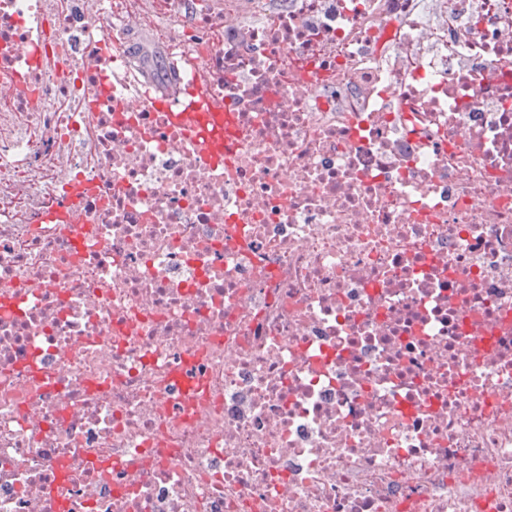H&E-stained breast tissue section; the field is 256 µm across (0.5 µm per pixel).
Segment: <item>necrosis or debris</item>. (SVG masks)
Segmentation results:
<instances>
[{
    "instance_id": "1",
    "label": "necrosis or debris",
    "mask_w": 512,
    "mask_h": 512,
    "mask_svg": "<svg viewBox=\"0 0 512 512\" xmlns=\"http://www.w3.org/2000/svg\"><path fill=\"white\" fill-rule=\"evenodd\" d=\"M85 3L0 0V512H512V0ZM142 33H137L138 51L141 49H148L159 56L164 63V70L161 72L145 73L149 78L161 79L167 69L165 59V52L163 45L160 44V39L153 33L152 30L142 29Z\"/></svg>"
}]
</instances>
